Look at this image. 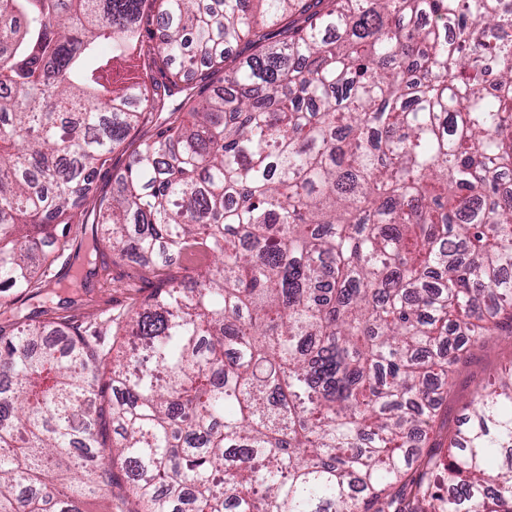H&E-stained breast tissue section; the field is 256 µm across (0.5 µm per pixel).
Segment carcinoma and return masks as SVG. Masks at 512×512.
Masks as SVG:
<instances>
[{
	"mask_svg": "<svg viewBox=\"0 0 512 512\" xmlns=\"http://www.w3.org/2000/svg\"><path fill=\"white\" fill-rule=\"evenodd\" d=\"M508 176L512 0H0V292L88 222L59 290L103 247L157 279L107 351L70 298L0 328V512L117 462L134 512H512V359L427 449L512 338ZM126 163V155L114 153L111 160L100 170L98 175V185L103 192H112L115 174L123 168ZM512 358V339L502 337L485 347H475L454 374L453 385L443 406V436L456 429L464 418V409L474 399L478 384L489 373L497 371Z\"/></svg>",
	"mask_w": 512,
	"mask_h": 512,
	"instance_id": "cac0c4a2",
	"label": "carcinoma"
}]
</instances>
